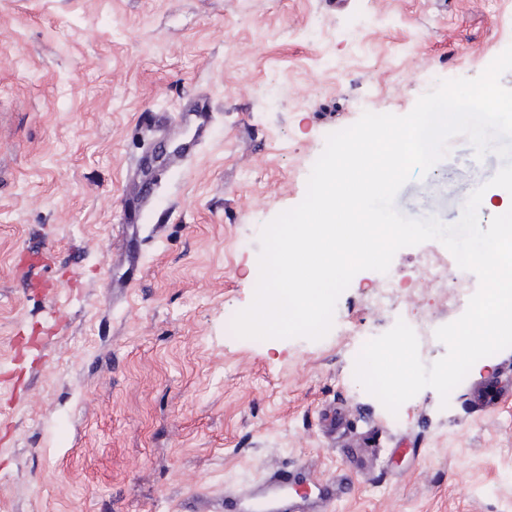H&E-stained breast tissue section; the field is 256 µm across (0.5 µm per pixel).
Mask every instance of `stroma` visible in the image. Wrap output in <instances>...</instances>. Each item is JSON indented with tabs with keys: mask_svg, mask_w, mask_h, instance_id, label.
<instances>
[{
	"mask_svg": "<svg viewBox=\"0 0 512 512\" xmlns=\"http://www.w3.org/2000/svg\"><path fill=\"white\" fill-rule=\"evenodd\" d=\"M510 46L512 0H0V512H178L280 464L335 481L328 512H512V348L394 414L354 374L400 320L446 354L479 282L439 241L397 251L391 306L357 273L320 340L232 330L327 136ZM203 105L208 140L140 208L129 165ZM502 165L454 137L395 207L452 225L481 187L488 225ZM426 254L447 282L407 284Z\"/></svg>",
	"mask_w": 512,
	"mask_h": 512,
	"instance_id": "stroma-1",
	"label": "stroma"
}]
</instances>
